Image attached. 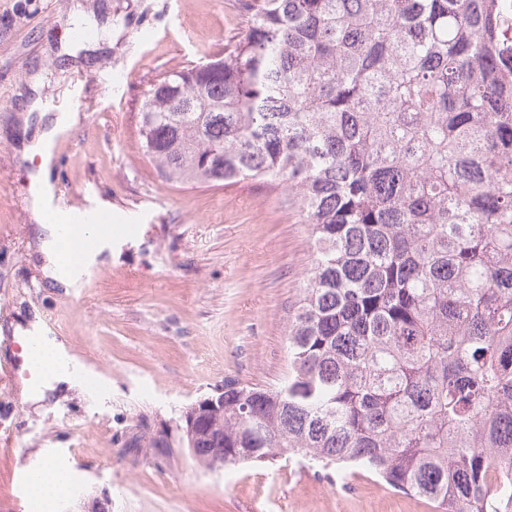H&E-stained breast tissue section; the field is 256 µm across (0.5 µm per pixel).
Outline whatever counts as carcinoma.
Here are the masks:
<instances>
[{
	"mask_svg": "<svg viewBox=\"0 0 512 512\" xmlns=\"http://www.w3.org/2000/svg\"><path fill=\"white\" fill-rule=\"evenodd\" d=\"M245 29L146 91L166 183L295 190L315 249L278 383L224 381L197 462L357 468L512 512L507 0H236Z\"/></svg>",
	"mask_w": 512,
	"mask_h": 512,
	"instance_id": "cac0c4a2",
	"label": "carcinoma"
}]
</instances>
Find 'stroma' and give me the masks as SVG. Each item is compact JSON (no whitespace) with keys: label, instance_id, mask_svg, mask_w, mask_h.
Listing matches in <instances>:
<instances>
[{"label":"stroma","instance_id":"35a3bbf8","mask_svg":"<svg viewBox=\"0 0 512 512\" xmlns=\"http://www.w3.org/2000/svg\"><path fill=\"white\" fill-rule=\"evenodd\" d=\"M244 26L234 0H0V336L51 325L99 379L39 409L22 382L0 386V429L15 434L0 445V512H37L17 474L49 458L73 476L52 512L104 493L112 512H433L366 472L285 457L209 470L178 442L183 411L225 379L286 372L314 249L291 188L178 189L138 149L154 78ZM44 110L73 119L54 145L55 197L112 216L111 254L69 290L42 273L38 162L23 155ZM160 431L171 446L149 447Z\"/></svg>","mask_w":512,"mask_h":512}]
</instances>
